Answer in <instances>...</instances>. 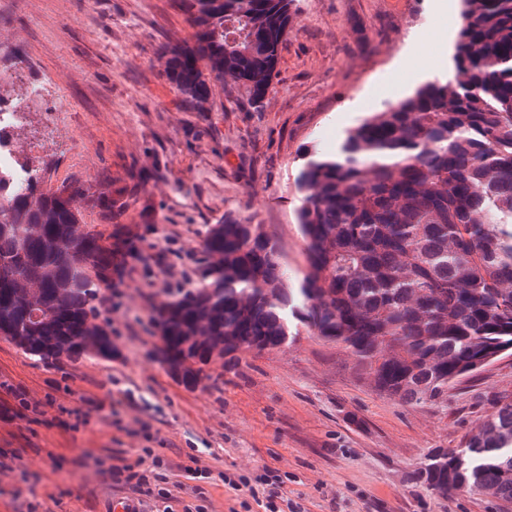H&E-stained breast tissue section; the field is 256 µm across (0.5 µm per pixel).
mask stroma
Here are the masks:
<instances>
[{
  "label": "stroma",
  "mask_w": 512,
  "mask_h": 512,
  "mask_svg": "<svg viewBox=\"0 0 512 512\" xmlns=\"http://www.w3.org/2000/svg\"><path fill=\"white\" fill-rule=\"evenodd\" d=\"M461 10V0L444 11L437 0H293L262 107L228 77L194 112L165 77L163 45L191 34L173 0H0V83L59 92L57 112L16 130L19 158L47 168L51 187L134 186L114 222L88 208L82 221L153 262L149 272L130 262L101 293L112 359L44 362L0 336V512H110L124 500L138 512H512L415 478L512 396V357L458 381L442 405H406L303 327L287 346L213 359L189 388L157 359L151 322L154 306L195 287L207 232L228 215L262 226L298 287L301 169L422 82L454 76ZM16 390L39 414L18 415ZM124 464L146 475L141 492L113 481ZM260 474L272 480L253 494L224 483Z\"/></svg>",
  "instance_id": "1"
}]
</instances>
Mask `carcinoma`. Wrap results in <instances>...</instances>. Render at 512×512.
Returning a JSON list of instances; mask_svg holds the SVG:
<instances>
[{"instance_id":"obj_1","label":"carcinoma","mask_w":512,"mask_h":512,"mask_svg":"<svg viewBox=\"0 0 512 512\" xmlns=\"http://www.w3.org/2000/svg\"><path fill=\"white\" fill-rule=\"evenodd\" d=\"M292 0H176L191 37L165 46L166 78L207 111L210 82L247 86L257 106L292 22ZM453 81L436 78L309 160L298 183L308 269L288 280L276 242L227 216L203 245L198 285L154 309L162 363L189 387L197 364L281 346L297 321L346 349L372 388L436 405L448 386L512 356V0H461ZM0 182V336L41 360L114 356L95 317L112 287V246L81 209L112 220L108 195L78 181ZM417 478L512 503V396L461 448L434 451Z\"/></svg>"}]
</instances>
